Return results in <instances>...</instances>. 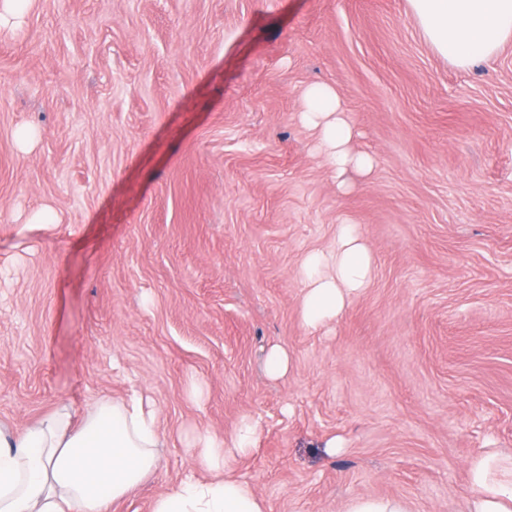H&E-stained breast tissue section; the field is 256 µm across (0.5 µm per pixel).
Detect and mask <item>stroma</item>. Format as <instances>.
Wrapping results in <instances>:
<instances>
[{
	"instance_id": "1",
	"label": "stroma",
	"mask_w": 512,
	"mask_h": 512,
	"mask_svg": "<svg viewBox=\"0 0 512 512\" xmlns=\"http://www.w3.org/2000/svg\"><path fill=\"white\" fill-rule=\"evenodd\" d=\"M315 83L374 160L343 189ZM344 222L373 280L312 331L298 267ZM133 390L165 445L112 512L246 418L267 512H467L470 460L512 449V40L458 68L408 0H34L0 35V430ZM291 365L292 359L289 352L280 346L270 348L264 359L265 373L272 379H278L286 375ZM345 512H411L408 503L399 498L357 497L351 499Z\"/></svg>"
}]
</instances>
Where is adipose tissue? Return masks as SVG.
<instances>
[{"label": "adipose tissue", "mask_w": 512, "mask_h": 512, "mask_svg": "<svg viewBox=\"0 0 512 512\" xmlns=\"http://www.w3.org/2000/svg\"><path fill=\"white\" fill-rule=\"evenodd\" d=\"M434 48L457 67L493 56L512 39V0H408ZM304 120L317 132V148L336 176L369 171L371 157L353 152L355 131L335 91L310 87ZM301 314L311 330L341 316L372 278V258L357 225L340 224L332 245L309 254L300 267ZM257 428L242 421L232 442L211 433L196 443L204 478L181 482L156 497L152 512H266L232 463L255 445ZM160 437L156 413L138 392L103 400L73 424L54 412L0 446V512H110L116 501L154 473ZM476 491L469 512H512V450L476 456L469 465Z\"/></svg>", "instance_id": "adipose-tissue-1"}]
</instances>
